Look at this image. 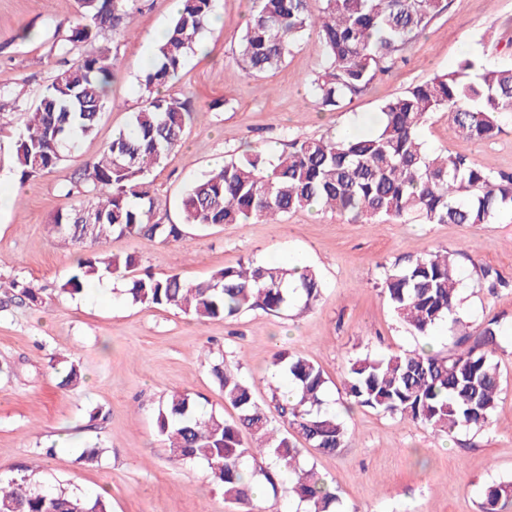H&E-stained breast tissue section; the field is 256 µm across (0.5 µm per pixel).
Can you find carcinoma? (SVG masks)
Here are the masks:
<instances>
[{
    "label": "carcinoma",
    "mask_w": 512,
    "mask_h": 512,
    "mask_svg": "<svg viewBox=\"0 0 512 512\" xmlns=\"http://www.w3.org/2000/svg\"><path fill=\"white\" fill-rule=\"evenodd\" d=\"M131 0H78L81 23L55 44L62 64L23 113L24 129L13 144L21 178L48 173L92 135L106 107L114 78V58L93 47L103 32L127 26ZM241 37L238 63L258 76L285 62L298 41L314 31L324 61L311 79L319 104L339 109L364 92L376 76L396 63L439 12L441 0H323L314 14L308 0H258ZM214 0H183L155 62L141 80L144 102L127 129L112 136L102 154L86 163L67 196H93L97 202L59 214L49 231L81 251L65 291L78 294L86 280L102 273L124 276L136 259H121L103 245L113 236L179 241L182 225L269 223L297 211L320 207L352 222L385 224L421 220L427 224H491L512 212V173L487 171L466 157L433 154L420 138L430 115L441 112L473 139H492L512 120V65L490 66L465 54L457 67L435 74L380 107L376 131L364 136H295L289 148L271 156L254 151L232 156L206 173L182 198L183 224L158 220L162 201L149 179L160 158L182 140L190 108L162 93L207 31ZM280 264L252 260L227 266L200 282L178 274L136 277L124 288L134 304L172 308L200 322L226 319L243 311L281 314L309 309L321 294V281L306 267L299 278ZM382 293L396 316L415 336L438 327L459 335L446 357L417 352L348 359V405L400 417L440 434L487 427L497 407L501 376L496 352L504 329L486 323L477 336L458 331L461 279L453 253L426 251L403 264L383 268ZM45 303L43 289L0 280V308ZM273 366L296 386L289 399L273 389L270 407L282 422L271 427L251 388L228 367L211 373L237 418L197 412L199 401L175 393L159 409L156 428L176 461L203 460L224 499L240 512H264L243 476L245 460L267 454L293 476L288 498L306 512H336V489L302 462L303 442L320 453L345 447L344 420L323 409L327 381L309 360L284 352ZM252 436L256 445L244 441ZM512 507V480L486 487L481 512ZM0 512H107L103 496L89 499L63 490L36 488L21 478L0 484Z\"/></svg>",
    "instance_id": "carcinoma-1"
}]
</instances>
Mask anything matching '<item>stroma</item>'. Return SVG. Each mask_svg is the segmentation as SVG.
Listing matches in <instances>:
<instances>
[{"instance_id":"1","label":"stroma","mask_w":512,"mask_h":512,"mask_svg":"<svg viewBox=\"0 0 512 512\" xmlns=\"http://www.w3.org/2000/svg\"><path fill=\"white\" fill-rule=\"evenodd\" d=\"M256 0H216L221 33L205 32L204 52L187 58L165 89L190 98L194 109L184 140L150 177L167 200L166 223L182 221L180 199L202 174L231 153L287 148L290 139L326 136L361 115H375L387 99L436 73L456 67L463 49L490 63H512V0H443L442 10L368 90L340 110L322 109L310 84L320 69L321 45L307 33L286 62L253 78L237 66L238 45ZM174 13L171 0H137L130 34L102 33L96 46L114 57L115 78L94 136L83 139L51 172L20 178L10 147L58 65L53 43L80 20L76 0H0V98L8 122L0 126V186L15 193L0 211V278L46 288L41 306L0 310V482L24 477L44 488L93 497L110 512H239L211 482L205 462L179 463L156 433L160 405L171 394L198 396L201 409L232 420L236 410L209 371L221 360L247 381L256 402L269 404L275 352L298 354L327 379L328 411L342 414L349 442L333 454L305 451L303 461L336 487L345 512H480L485 485L512 480V215L491 224H367L329 211L305 210L274 224L186 227L183 238L112 237L107 252L134 255L131 275L179 274L189 282L251 259H297L322 282L319 301L290 315L248 311L231 319L197 322L170 308L126 299L124 280L112 294L97 280L83 291L64 292L77 252L51 236L55 217L75 198L62 188L98 157L115 130L127 127L142 104L140 79ZM429 151L466 156L480 167L512 173V124L490 140L466 137L446 117L431 116L421 129ZM455 252L469 330L489 319L510 329L498 352L502 391L488 428L461 429L442 437L430 429L342 404L349 358L413 351L431 345L447 354L454 336L436 329L412 335L380 293L386 264L428 250ZM497 270L502 285L489 287L479 267ZM79 362L82 382L62 385L63 358ZM54 446L51 456L42 455ZM98 449L101 462L84 464L81 453Z\"/></svg>"}]
</instances>
